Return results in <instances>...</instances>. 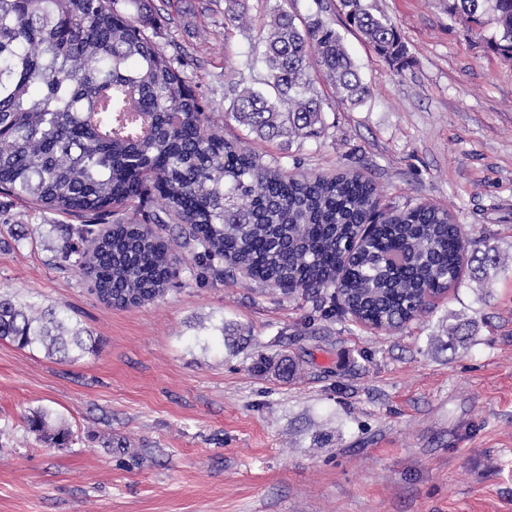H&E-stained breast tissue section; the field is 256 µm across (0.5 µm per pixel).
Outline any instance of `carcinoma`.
<instances>
[{"label": "carcinoma", "instance_id": "1", "mask_svg": "<svg viewBox=\"0 0 512 512\" xmlns=\"http://www.w3.org/2000/svg\"><path fill=\"white\" fill-rule=\"evenodd\" d=\"M118 0H0V190L80 221L52 224L61 258L104 302L137 307L163 299L183 254L199 277L245 270L259 284L325 307L334 289L338 313L365 325L401 329L430 310L428 293L461 283L469 239L447 210L419 204L377 210L375 184L354 172L294 175L266 165L224 139L159 46L146 17ZM346 26L373 51L407 64L401 36L368 0H339ZM450 10L478 33L485 17L498 34L488 49L512 60V0H452ZM246 0H224V25L246 23ZM254 89L239 72L224 75L230 115L261 138H311L325 128L310 78L316 65L340 103L371 94L341 34L319 15L299 27L288 0H276L264 29ZM159 193L152 223L178 224L166 238L120 213ZM108 229L94 234L93 226ZM90 241L86 247L73 241ZM0 340L53 356L96 351L84 330L56 313L0 297ZM28 429L55 448L72 432L47 409Z\"/></svg>", "mask_w": 512, "mask_h": 512}]
</instances>
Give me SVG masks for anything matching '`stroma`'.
I'll return each instance as SVG.
<instances>
[{
  "instance_id": "35a3bbf8",
  "label": "stroma",
  "mask_w": 512,
  "mask_h": 512,
  "mask_svg": "<svg viewBox=\"0 0 512 512\" xmlns=\"http://www.w3.org/2000/svg\"><path fill=\"white\" fill-rule=\"evenodd\" d=\"M148 2L149 35L225 139L297 174L360 173L387 210L447 209L469 262L401 331L186 270L163 300L121 308L60 259L49 227L68 216L0 193V293L99 342L59 360L0 341V512H512V60L485 47L495 25L470 36L448 0H377L406 46L400 69L324 0L372 94L339 104L312 71L325 133L262 140L227 117L224 75L269 0H247L244 30L225 27L224 0ZM490 247L505 267L485 277ZM452 327L466 341L442 349ZM40 408L71 428L69 447L28 431Z\"/></svg>"
}]
</instances>
